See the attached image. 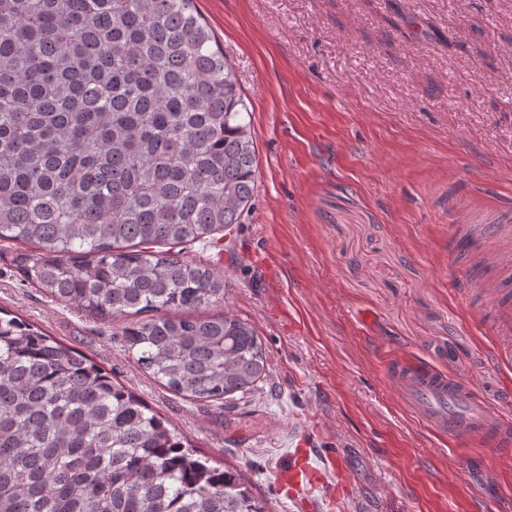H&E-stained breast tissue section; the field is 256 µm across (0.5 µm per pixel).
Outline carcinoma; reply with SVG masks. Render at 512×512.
<instances>
[{
    "mask_svg": "<svg viewBox=\"0 0 512 512\" xmlns=\"http://www.w3.org/2000/svg\"><path fill=\"white\" fill-rule=\"evenodd\" d=\"M246 104L194 0H0V241L93 317H133L138 366L226 404L269 374L224 278L179 245L243 223ZM0 512H268L79 351L0 317Z\"/></svg>",
    "mask_w": 512,
    "mask_h": 512,
    "instance_id": "obj_1",
    "label": "carcinoma"
}]
</instances>
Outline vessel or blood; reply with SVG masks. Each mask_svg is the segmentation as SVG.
I'll list each match as a JSON object with an SVG mask.
<instances>
[{
  "label": "vessel or blood",
  "mask_w": 512,
  "mask_h": 512,
  "mask_svg": "<svg viewBox=\"0 0 512 512\" xmlns=\"http://www.w3.org/2000/svg\"><path fill=\"white\" fill-rule=\"evenodd\" d=\"M454 243L456 258H489L492 270L483 284L496 302L490 323L499 338L512 341V225L460 224ZM389 375L400 393L417 403L433 429L500 456L512 455V418L489 413L466 385L443 372L405 363L391 364Z\"/></svg>",
  "instance_id": "b4317fda"
}]
</instances>
